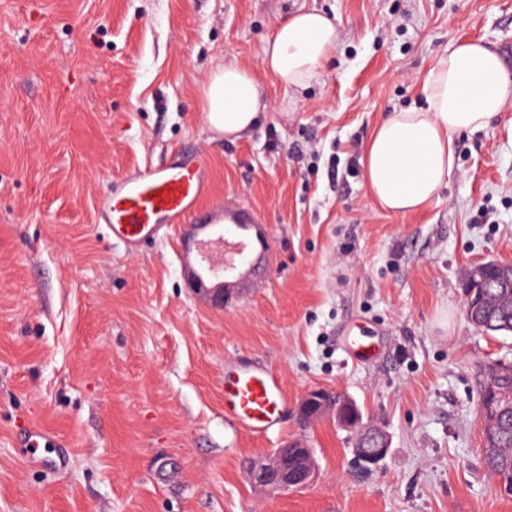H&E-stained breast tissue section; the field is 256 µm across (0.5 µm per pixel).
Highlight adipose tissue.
<instances>
[{"label": "adipose tissue", "mask_w": 512, "mask_h": 512, "mask_svg": "<svg viewBox=\"0 0 512 512\" xmlns=\"http://www.w3.org/2000/svg\"><path fill=\"white\" fill-rule=\"evenodd\" d=\"M336 43L332 18L301 11L265 44L263 67L298 92L323 76ZM423 91L426 108L391 113L365 147L366 188L381 209L396 215L437 198L455 167L454 134L480 131L512 107V79L500 57L478 40L458 42L441 55ZM263 108L261 86L248 68L229 62L210 71L202 110L211 131L240 135L259 122Z\"/></svg>", "instance_id": "obj_1"}]
</instances>
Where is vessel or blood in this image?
<instances>
[{"label":"vessel or blood","instance_id":"1","mask_svg":"<svg viewBox=\"0 0 512 512\" xmlns=\"http://www.w3.org/2000/svg\"><path fill=\"white\" fill-rule=\"evenodd\" d=\"M209 190L208 163L203 154H174L168 163L112 182L99 208L113 242L130 253L155 245L164 234L192 218L200 199ZM240 225L234 242L240 245L235 268L246 275L270 271L271 249L258 228L259 219L248 211L227 206L207 215L198 226L195 242L204 251L212 244V227L221 223ZM347 353L360 361L376 356L369 336H350ZM288 412V397L281 374L259 360L229 359L224 363V417L252 435L264 436L281 425Z\"/></svg>","mask_w":512,"mask_h":512}]
</instances>
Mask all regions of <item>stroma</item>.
I'll return each mask as SVG.
<instances>
[{
  "label": "stroma",
  "mask_w": 512,
  "mask_h": 512,
  "mask_svg": "<svg viewBox=\"0 0 512 512\" xmlns=\"http://www.w3.org/2000/svg\"><path fill=\"white\" fill-rule=\"evenodd\" d=\"M301 9L336 54L294 93L263 47ZM462 40L512 42V0H0V512H512L482 464L479 370L512 334L479 333L461 281L512 263V111L456 137L425 209L375 206L363 150ZM222 62L260 80L266 116L209 133L201 89ZM180 150L209 163L204 206L251 207L270 282L224 305L189 288L181 229L141 255L100 229L112 180ZM378 354L346 352L350 326ZM280 371L288 414L256 438L224 417L228 359ZM351 396L391 445L363 472L311 390ZM51 445L24 457V438ZM301 441L315 482L259 494L248 464Z\"/></svg>",
  "instance_id": "obj_1"
}]
</instances>
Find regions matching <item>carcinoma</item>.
<instances>
[{"label":"carcinoma","mask_w":512,"mask_h":512,"mask_svg":"<svg viewBox=\"0 0 512 512\" xmlns=\"http://www.w3.org/2000/svg\"><path fill=\"white\" fill-rule=\"evenodd\" d=\"M472 290L471 323L489 335L512 334V288L502 285L497 261H486L482 281ZM478 397L483 465L496 490L512 496V368L482 379Z\"/></svg>","instance_id":"cac0c4a2"}]
</instances>
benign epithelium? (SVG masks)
<instances>
[{
    "mask_svg": "<svg viewBox=\"0 0 512 512\" xmlns=\"http://www.w3.org/2000/svg\"><path fill=\"white\" fill-rule=\"evenodd\" d=\"M321 412L331 414L342 428L358 432V444L353 449L354 455L366 464L376 466L389 452L390 441L386 433L363 419L346 420L336 414L332 403L321 402ZM253 483L263 492L275 493L289 489H303L309 486L317 476L314 451L301 444L296 448V460H288V450L284 449L263 460L250 465Z\"/></svg>",
    "mask_w": 512,
    "mask_h": 512,
    "instance_id": "obj_1",
    "label": "benign epithelium"
}]
</instances>
